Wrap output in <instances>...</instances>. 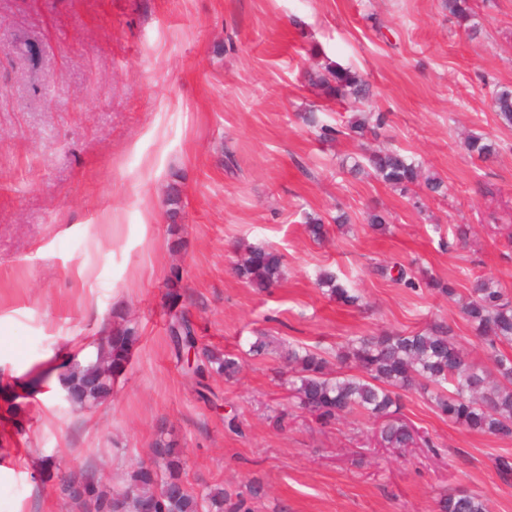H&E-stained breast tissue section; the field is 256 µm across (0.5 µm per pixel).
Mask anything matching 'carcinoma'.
I'll return each mask as SVG.
<instances>
[{"label":"carcinoma","mask_w":512,"mask_h":512,"mask_svg":"<svg viewBox=\"0 0 512 512\" xmlns=\"http://www.w3.org/2000/svg\"><path fill=\"white\" fill-rule=\"evenodd\" d=\"M448 12L460 20L468 19L472 0H445ZM310 84L319 87L324 98L346 105L352 112L345 129L323 124L319 137L327 139L346 134L360 138L371 133L379 136L386 125L381 111L365 110L371 97L369 83L350 66L326 61L320 70L308 74ZM491 104L500 123L512 127V88L495 86L490 91ZM470 153L490 160L498 153L495 142L483 134L468 138ZM350 173L367 175L403 195H417L419 190L444 196L448 187L432 173L425 172L422 162L398 149L363 151L351 156ZM397 270L395 283L414 290L425 286L452 297L454 289L427 274L415 275L413 270L394 262L378 264L375 272L382 276ZM236 273L260 290L277 284L283 276V258L264 247H250L235 263ZM180 271L172 269L168 293L175 309L168 323L170 339L183 355L194 352L193 362L185 363L186 373L200 379L211 375L229 380L241 370L235 355L216 348L198 345L194 325L185 310L179 308L181 294L177 286ZM318 284L328 288L337 301L359 305L360 296L330 269L318 275ZM470 301L464 308L466 320L475 334L491 349L512 345V297L490 278L475 276L470 281ZM115 327L102 331L92 359L85 363L67 360L60 365V387L71 393V405L80 409L103 403L112 395L114 380L128 364L131 350L139 339L136 328L125 324L127 314ZM293 405L324 425L352 414H363L382 422L381 442L388 448L405 449L418 442L430 445L426 436L396 418L401 407V392L421 390L430 395L437 410L448 420L474 433L496 437H512V358L497 354L494 358L496 379L490 380L487 370L469 360L456 345L448 326L433 324L417 332L359 336L336 352V364L353 363L358 373L333 372L329 361L319 351L305 347L291 348L286 356ZM46 376L18 378L0 387V400L11 413H18L23 400L37 391ZM152 461L137 462L124 478V487L112 488L88 473H82L87 498L72 500L80 512H257L255 501L262 498L261 482L250 483L248 493H231L222 485L195 490L185 479L187 466L180 449L164 434L150 448ZM438 512H489L487 500L464 488H456L437 502Z\"/></svg>","instance_id":"obj_1"}]
</instances>
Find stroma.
Instances as JSON below:
<instances>
[{"label": "stroma", "mask_w": 512, "mask_h": 512, "mask_svg": "<svg viewBox=\"0 0 512 512\" xmlns=\"http://www.w3.org/2000/svg\"><path fill=\"white\" fill-rule=\"evenodd\" d=\"M328 58L370 83L381 136L317 140L307 113L349 119L304 82ZM493 84L512 86V0H474L466 21L444 0H0V378L86 360L115 309L140 334L108 401L63 409L47 381L23 431L0 419V512H76L57 496L59 475L122 483L161 433L194 488L260 480V512H438L456 487L512 512V476L497 468L512 438L467 432L408 391L399 417L434 446L385 448L378 423L291 414L279 375L289 345L331 358L353 337L433 323L486 358L462 308L477 275L512 294V128L496 120ZM470 133L494 140L496 158L469 154ZM363 144L414 156L447 197L417 208L352 177L343 160ZM374 208L389 231L369 228ZM311 216L328 221L325 240L308 236ZM459 224L470 227L462 245ZM247 246L282 255L275 287L235 275ZM383 261L418 265L456 294L403 288L373 273ZM174 267L199 343L242 360L235 378H209V403L168 338ZM325 268L360 306L317 286ZM261 334L269 350L249 355Z\"/></svg>", "instance_id": "1"}]
</instances>
